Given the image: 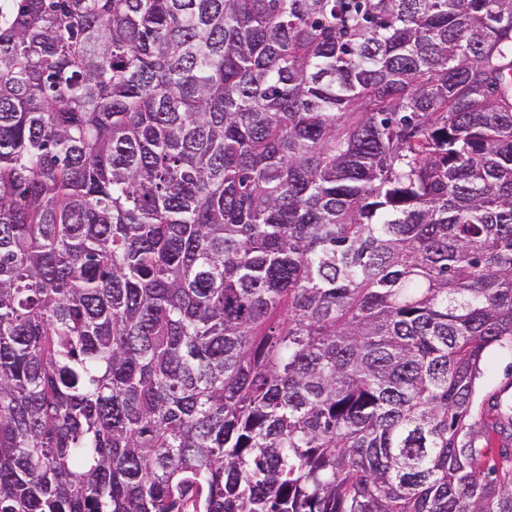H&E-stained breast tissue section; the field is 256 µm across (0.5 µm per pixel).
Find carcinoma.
I'll list each match as a JSON object with an SVG mask.
<instances>
[{"instance_id":"1","label":"carcinoma","mask_w":512,"mask_h":512,"mask_svg":"<svg viewBox=\"0 0 512 512\" xmlns=\"http://www.w3.org/2000/svg\"><path fill=\"white\" fill-rule=\"evenodd\" d=\"M512 0H0V512H512ZM484 374L478 382L475 403L470 423L479 448H494L497 455V440L491 430L497 412L494 395L508 389L502 397L501 411L507 409L512 415V349L493 348L486 356ZM511 408V409H510ZM488 444V447H486Z\"/></svg>"}]
</instances>
